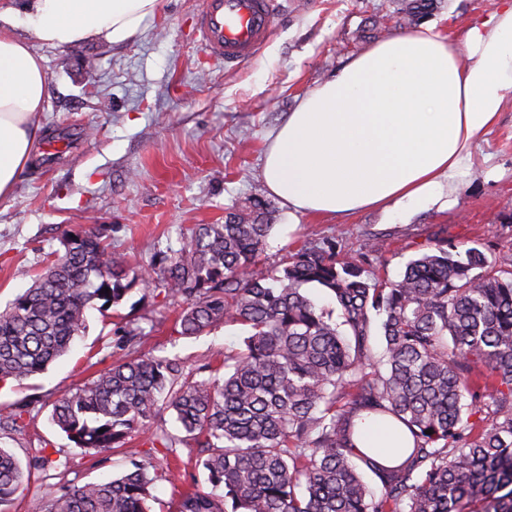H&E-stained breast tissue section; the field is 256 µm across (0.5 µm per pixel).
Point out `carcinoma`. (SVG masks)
Segmentation results:
<instances>
[{"mask_svg": "<svg viewBox=\"0 0 512 512\" xmlns=\"http://www.w3.org/2000/svg\"><path fill=\"white\" fill-rule=\"evenodd\" d=\"M273 228L270 204L252 197L222 224L183 230L180 249L146 267L112 253L100 232L65 231L63 252L49 254L0 311V382L41 374L68 353L94 302L108 309L137 288L158 289L186 302L177 335L236 322L243 346L203 377L177 358L140 352L128 331L120 359L63 393L52 421L93 458L135 437L172 455L190 442L204 449L197 465L224 498L194 487L180 493L177 512H512V250L489 257L439 230L391 280L367 270L386 249L381 238L355 253L329 239L258 272ZM308 285L336 310L317 307ZM377 317L384 373L372 357ZM162 409L180 434L154 425ZM24 413L0 407V425H18ZM363 413L407 427L413 448L402 464L355 452ZM126 454V472L63 483L31 512H148L152 464ZM361 463L382 481L380 497L370 496ZM23 479L0 448V504Z\"/></svg>", "mask_w": 512, "mask_h": 512, "instance_id": "cac0c4a2", "label": "carcinoma"}]
</instances>
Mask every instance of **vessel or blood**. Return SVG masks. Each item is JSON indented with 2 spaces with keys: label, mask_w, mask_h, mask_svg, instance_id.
I'll use <instances>...</instances> for the list:
<instances>
[{
  "label": "vessel or blood",
  "mask_w": 512,
  "mask_h": 512,
  "mask_svg": "<svg viewBox=\"0 0 512 512\" xmlns=\"http://www.w3.org/2000/svg\"><path fill=\"white\" fill-rule=\"evenodd\" d=\"M276 0H204L194 25L206 55L227 65L254 58L274 26Z\"/></svg>",
  "instance_id": "vessel-or-blood-1"
}]
</instances>
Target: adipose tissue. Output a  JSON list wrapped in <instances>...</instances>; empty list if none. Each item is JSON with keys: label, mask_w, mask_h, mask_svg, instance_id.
Wrapping results in <instances>:
<instances>
[{"label": "adipose tissue", "mask_w": 512, "mask_h": 512, "mask_svg": "<svg viewBox=\"0 0 512 512\" xmlns=\"http://www.w3.org/2000/svg\"><path fill=\"white\" fill-rule=\"evenodd\" d=\"M160 0H0V198L34 159L47 78L34 44L90 39L120 44L155 16ZM25 26L29 36L16 35ZM512 98V0L473 21L460 46L433 27L393 35L306 93L272 137L262 170L293 214L402 216L445 209L473 168V148ZM357 451L385 466L412 445L389 417L356 419Z\"/></svg>", "instance_id": "ef3b65f1"}]
</instances>
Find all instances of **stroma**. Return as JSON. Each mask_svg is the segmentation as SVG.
<instances>
[{
  "mask_svg": "<svg viewBox=\"0 0 512 512\" xmlns=\"http://www.w3.org/2000/svg\"><path fill=\"white\" fill-rule=\"evenodd\" d=\"M202 2L160 0L158 13L130 42L37 46L48 81L45 138L64 140L67 148L50 161L36 154L13 193L0 198V308L31 285L30 274L45 255L61 250L64 231L103 228L113 251L141 265L157 252L178 250L182 227L220 224L225 208L251 197L270 199L261 178L264 153L302 95L398 31L425 23L459 44L470 21L485 17L496 0H433L421 19L406 13V0H278L260 54L236 67L215 63L199 48L193 29ZM274 217L257 264L261 271L286 248L332 237L354 251L369 238H386L389 250L373 271L392 279L441 228L469 246L510 249L512 100L448 209L419 211L406 220L378 211L335 219L293 215L278 205ZM180 311L151 289L133 291L114 310L90 307L86 330L68 354L39 375L0 384V405L33 403L20 428L0 429V447L32 470L0 512H29L33 499L50 497L63 482L83 484L127 468L120 455L101 464L84 455L51 421L61 394L120 357L115 340L124 331L135 330L144 351L179 358L194 370L241 345L245 332L235 323L178 336L173 326ZM44 447L64 467L33 469ZM163 455L160 448L151 455L157 465L151 512H176L180 491L208 482L196 465V446H179L180 463L171 468Z\"/></svg>",
  "mask_w": 512,
  "mask_h": 512,
  "instance_id": "obj_1",
  "label": "stroma"
}]
</instances>
